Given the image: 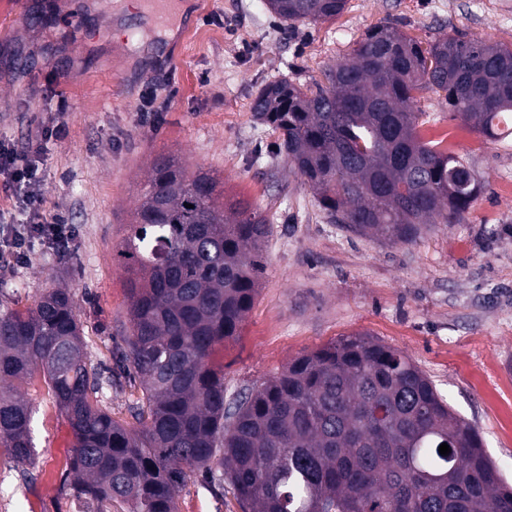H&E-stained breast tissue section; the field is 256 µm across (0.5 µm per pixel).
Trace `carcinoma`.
I'll use <instances>...</instances> for the list:
<instances>
[{
	"label": "carcinoma",
	"instance_id": "obj_1",
	"mask_svg": "<svg viewBox=\"0 0 512 512\" xmlns=\"http://www.w3.org/2000/svg\"><path fill=\"white\" fill-rule=\"evenodd\" d=\"M265 4L323 23L348 0ZM419 90L493 142L512 136V48L448 34L423 43L392 23L368 28L312 87L263 85L251 110L331 223L405 246L427 224L463 221L484 190L465 158L422 139L431 118ZM269 233L249 205L223 201L209 172L156 156L120 251L128 320L115 371L90 361L70 289L23 310L0 303V447L35 469L24 388L39 372L72 431L79 512H178L193 477L217 492L229 483L242 512H512L476 427L411 358L367 334L227 396L211 357L254 306ZM123 379L142 387L133 425L98 404Z\"/></svg>",
	"mask_w": 512,
	"mask_h": 512
}]
</instances>
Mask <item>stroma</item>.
Masks as SVG:
<instances>
[{
	"instance_id": "obj_1",
	"label": "stroma",
	"mask_w": 512,
	"mask_h": 512,
	"mask_svg": "<svg viewBox=\"0 0 512 512\" xmlns=\"http://www.w3.org/2000/svg\"><path fill=\"white\" fill-rule=\"evenodd\" d=\"M144 0H0V138L25 153L39 127L68 130L44 154V209L69 224L60 253L41 242L0 267V300L19 307L71 288L93 362L113 367L127 318L119 255L150 173L165 153L217 177L225 199L266 219L267 266L240 335L213 356L228 392L260 384L299 354L367 332L406 353L479 431L512 484V140L469 131L442 97L433 120L482 176L459 224H429L393 247L330 223L314 192L275 153L280 137L256 121L264 84L321 79L367 28L398 23L427 41L460 34L512 47V0H349L324 23L288 22L264 0H194L182 36L153 39ZM152 90L149 111L142 95ZM38 451L33 478L0 449V512H75L65 484L72 433L42 376L26 387ZM179 512H242L232 490L188 481Z\"/></svg>"
}]
</instances>
